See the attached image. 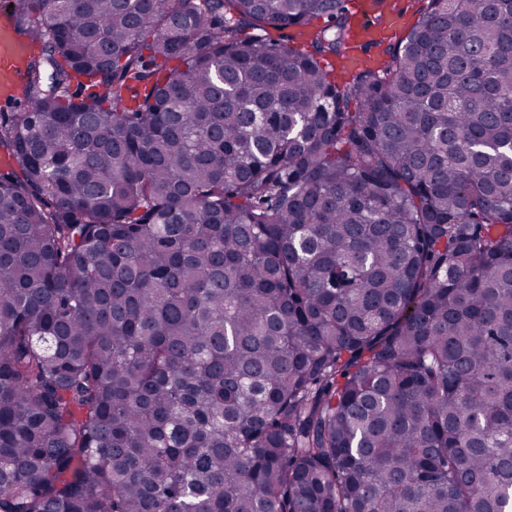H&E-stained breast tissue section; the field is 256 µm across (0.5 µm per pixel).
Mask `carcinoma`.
Returning <instances> with one entry per match:
<instances>
[{
  "mask_svg": "<svg viewBox=\"0 0 512 512\" xmlns=\"http://www.w3.org/2000/svg\"><path fill=\"white\" fill-rule=\"evenodd\" d=\"M10 2L0 512H512V0ZM401 18V10L398 5V2H392L391 9L383 24L381 25H362L356 27L351 34L352 40L354 43L368 44L373 43L376 40L383 38V31L391 28L395 24H398ZM34 50V43L21 39L11 28L0 26V96L20 101L24 78L18 61Z\"/></svg>",
  "mask_w": 512,
  "mask_h": 512,
  "instance_id": "obj_1",
  "label": "carcinoma"
}]
</instances>
